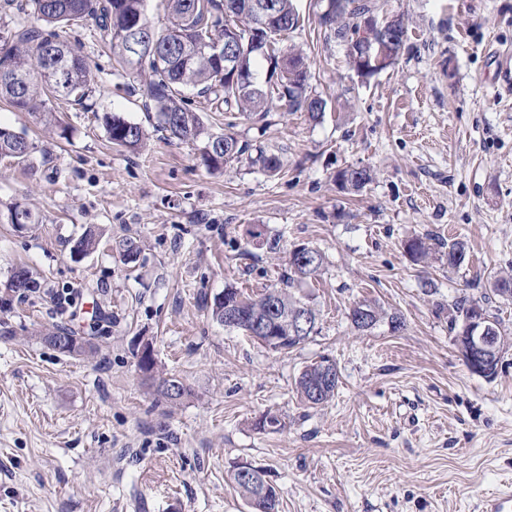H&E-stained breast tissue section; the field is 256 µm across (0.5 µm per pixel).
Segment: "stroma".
I'll return each instance as SVG.
<instances>
[{
	"instance_id": "stroma-1",
	"label": "stroma",
	"mask_w": 512,
	"mask_h": 512,
	"mask_svg": "<svg viewBox=\"0 0 512 512\" xmlns=\"http://www.w3.org/2000/svg\"><path fill=\"white\" fill-rule=\"evenodd\" d=\"M379 3L408 40L366 79L321 26L326 0H296L289 41L326 102L320 120L191 97L213 131L278 155L274 177L246 157L209 171L195 146L164 140L91 21L77 35L98 92L86 110L50 104L66 137L0 102V126L34 145L25 162L0 159V512H249L228 477L239 461L264 470L279 512H480L512 488V348L487 379L451 328L469 296L512 337V299L491 287L512 274V96L488 63L512 48V0ZM113 113L148 131L140 149L112 145ZM349 166L375 173L355 195L336 178ZM16 202L38 223L10 224ZM253 224L269 245H245ZM89 229L98 247L73 257ZM416 236L463 243L465 262H414ZM296 245L324 256L299 289L317 334L279 354L208 316L226 286L276 284ZM20 265L41 283L23 300L9 289ZM362 300L388 314L363 333L348 319ZM58 327L89 353L41 341ZM146 340L189 397L152 395L137 365ZM324 358L339 386L310 408L295 380ZM268 412L282 429L256 428Z\"/></svg>"
}]
</instances>
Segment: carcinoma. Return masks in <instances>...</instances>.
Here are the masks:
<instances>
[{
	"label": "carcinoma",
	"instance_id": "cac0c4a2",
	"mask_svg": "<svg viewBox=\"0 0 512 512\" xmlns=\"http://www.w3.org/2000/svg\"><path fill=\"white\" fill-rule=\"evenodd\" d=\"M146 0H30L36 24L16 29L10 35L0 36V64L21 77L20 82L0 79V99L20 111L35 112L42 116L45 125H55L56 118L48 103L62 97L75 106L88 107L87 100L93 93V75L89 60L80 51L79 41L65 36L66 28L92 19L109 38V45L123 73L146 76L140 84L144 107L157 114V130L166 138L191 143L199 147L202 163L219 171L239 160L249 147L229 133H215L204 125L182 96V89L193 87L197 94L213 98L216 110L265 115L280 104L290 112H306L319 119L325 109L322 98L309 92L308 71L304 57L291 49H284L288 34L298 29L299 15L294 0H268L273 16L271 26L256 36L257 44L235 41V32L251 25L253 0H165L170 24L161 33H154L155 40L144 47V54L133 61L125 49V34L136 22L150 25L145 10ZM380 9L378 0H327L320 23L329 35L346 43L359 36L362 15ZM376 40L386 49V56L398 58L408 40V28L396 17L388 21L385 30L376 34ZM233 43L229 68H224V58H215L213 44ZM266 61L271 73L278 76L273 87H266L255 77L253 64L256 59ZM106 132L111 143L128 150L141 148L147 139L146 130L138 123L120 116L105 118ZM32 143L15 132L0 127V157L25 161ZM251 163L258 164L269 174H276L279 158L263 148L256 149ZM373 180L367 168H348L341 173L343 188L359 191ZM10 222L21 218L23 224H37L39 218L30 209L15 203L8 209ZM404 249L416 262H424L436 252L432 238L412 237L404 242ZM324 256L310 249L307 256L288 262V274L281 279L282 286H272L250 295L233 286L224 288V300L205 302L211 318L224 324V302L234 305L242 321L236 329L252 330V324L263 321L270 307L278 309L280 323L275 337L264 339L266 347L275 352H286L306 341L296 329L298 317L304 313L312 319L318 314L308 299L290 291L293 284L314 276L322 267ZM14 274L23 276V290L9 281L10 290L19 298L36 291L38 282L30 272L19 267ZM479 301L463 298L456 302L454 327L468 318ZM71 337V344L58 347L68 354L85 351V343L72 338V333L56 329L43 337L53 344L57 337ZM319 365L314 362L300 373L296 389L310 405L328 402L335 395L339 375L326 386L320 397L312 394L317 384ZM229 479L252 512H277L279 501L276 489L269 485L267 492L242 480L238 465L228 471Z\"/></svg>",
	"mask_w": 512,
	"mask_h": 512
}]
</instances>
